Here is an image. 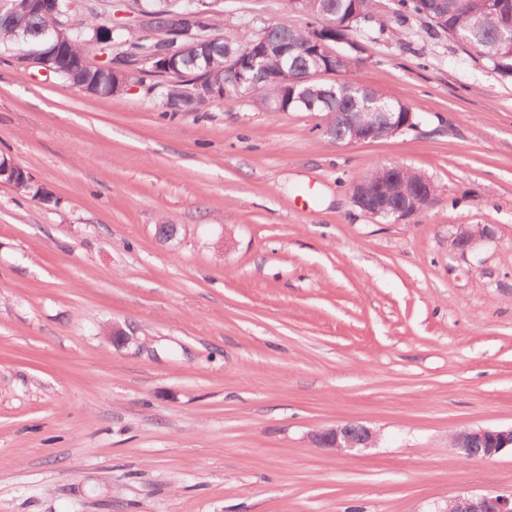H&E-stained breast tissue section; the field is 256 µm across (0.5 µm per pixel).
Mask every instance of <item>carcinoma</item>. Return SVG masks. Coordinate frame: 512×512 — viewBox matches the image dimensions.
Wrapping results in <instances>:
<instances>
[{"instance_id":"1","label":"carcinoma","mask_w":512,"mask_h":512,"mask_svg":"<svg viewBox=\"0 0 512 512\" xmlns=\"http://www.w3.org/2000/svg\"><path fill=\"white\" fill-rule=\"evenodd\" d=\"M67 0H51L50 8L34 5L33 0H9L0 13V51L18 52L37 48L49 49L44 44V32L54 22L55 6L65 7ZM291 7L305 15L310 22L303 27L271 23L255 40L240 43L236 36L224 32L223 42L209 51L207 58H198L197 37L210 26L208 14L199 15L192 22V35L177 40L153 41L148 35L135 41L127 31L118 29L114 38L125 43L132 55L148 56L168 49L173 52L181 71L193 81H202L215 91H224L228 79L225 68L230 54L262 51L265 70L277 79L273 97L260 99L259 105L269 112L303 111L322 114L332 138L348 142L360 134L361 113L383 106L387 112H403L405 108L382 92L350 77L338 83H299L307 69H325L336 65V58L311 45L313 28L317 21L336 32L354 31L366 25L353 18V0H290ZM155 11L151 26L167 24V16L180 11L178 0H149ZM396 21L402 25L415 18L421 30L435 36L444 35L467 45L487 65L504 76H512V0H397ZM74 27L63 30L64 55L54 58L52 66L60 70L58 77L71 83H83L106 88L110 74L105 68H83L79 65L86 52V41L95 29L106 24L96 15L74 18ZM420 181L418 173L403 169L395 185V197L402 203L411 201Z\"/></svg>"}]
</instances>
